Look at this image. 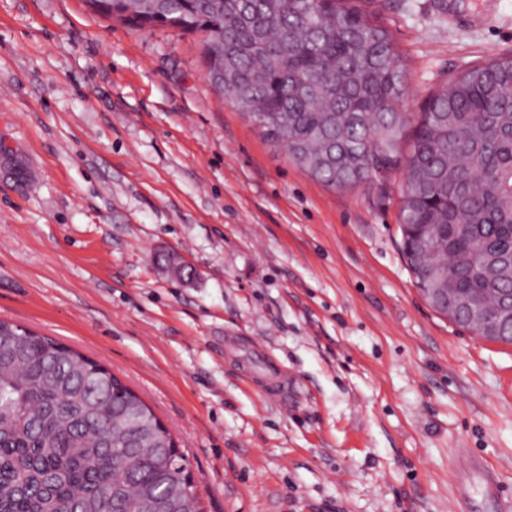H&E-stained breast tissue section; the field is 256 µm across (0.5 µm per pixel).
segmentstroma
Segmentation results:
<instances>
[{"instance_id":"35a3bbf8","label":"stroma","mask_w":512,"mask_h":512,"mask_svg":"<svg viewBox=\"0 0 512 512\" xmlns=\"http://www.w3.org/2000/svg\"><path fill=\"white\" fill-rule=\"evenodd\" d=\"M404 111L512 54V0H381ZM201 37L89 0H0V320L104 364L164 422L204 512H512V344L436 312L404 176L334 189L206 78ZM196 275H176L167 258ZM288 379L245 381L252 341Z\"/></svg>"}]
</instances>
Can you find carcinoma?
<instances>
[{
	"label": "carcinoma",
	"instance_id": "1",
	"mask_svg": "<svg viewBox=\"0 0 512 512\" xmlns=\"http://www.w3.org/2000/svg\"><path fill=\"white\" fill-rule=\"evenodd\" d=\"M138 26L201 33L211 82L316 180L351 188L404 171L407 265L512 296L480 251H512V55L431 92L408 149L406 65L372 0H90ZM127 384L48 336L0 321V512H202L186 458Z\"/></svg>",
	"mask_w": 512,
	"mask_h": 512
}]
</instances>
